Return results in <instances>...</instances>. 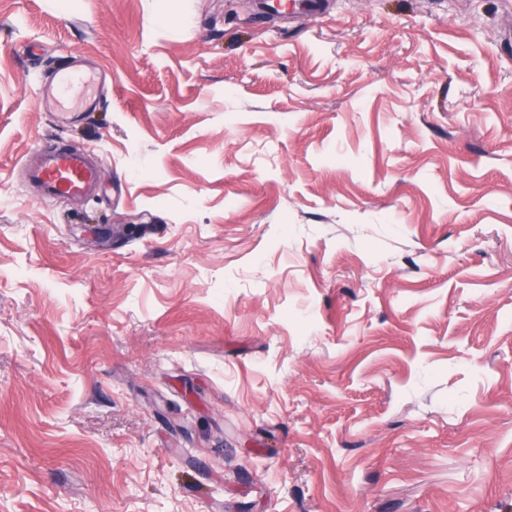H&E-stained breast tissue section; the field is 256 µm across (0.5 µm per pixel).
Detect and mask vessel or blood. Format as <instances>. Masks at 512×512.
I'll use <instances>...</instances> for the list:
<instances>
[{"label": "vessel or blood", "mask_w": 512, "mask_h": 512, "mask_svg": "<svg viewBox=\"0 0 512 512\" xmlns=\"http://www.w3.org/2000/svg\"><path fill=\"white\" fill-rule=\"evenodd\" d=\"M90 85L80 71L64 69L53 76L45 89L47 102L83 97ZM25 179L39 200L77 202L97 196L99 166L88 153L59 144L33 149L22 163Z\"/></svg>", "instance_id": "obj_1"}]
</instances>
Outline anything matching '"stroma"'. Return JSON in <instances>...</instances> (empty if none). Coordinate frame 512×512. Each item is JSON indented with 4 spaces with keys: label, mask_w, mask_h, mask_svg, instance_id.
Masks as SVG:
<instances>
[{
    "label": "stroma",
    "mask_w": 512,
    "mask_h": 512,
    "mask_svg": "<svg viewBox=\"0 0 512 512\" xmlns=\"http://www.w3.org/2000/svg\"><path fill=\"white\" fill-rule=\"evenodd\" d=\"M170 12L0 0V512H512V0ZM90 80V77L83 71L60 70L46 85L45 100L51 103L69 98H83L90 85ZM25 180L41 201L77 202L97 196V161L84 151L59 144L33 149L24 159Z\"/></svg>",
    "instance_id": "1"
}]
</instances>
